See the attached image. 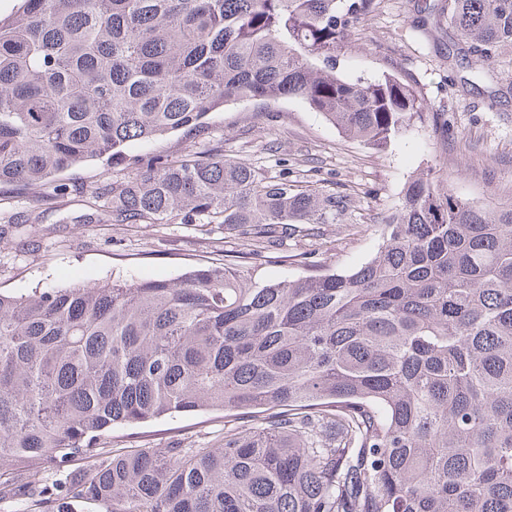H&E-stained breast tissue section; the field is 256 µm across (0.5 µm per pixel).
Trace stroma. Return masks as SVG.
I'll return each mask as SVG.
<instances>
[{
  "mask_svg": "<svg viewBox=\"0 0 512 512\" xmlns=\"http://www.w3.org/2000/svg\"><path fill=\"white\" fill-rule=\"evenodd\" d=\"M436 2L379 0L377 12L352 29V48L341 63L350 78L393 74L411 83L428 102L432 124L378 153L346 138L300 101L232 103L211 113L200 128L154 146L126 147L124 161H89L65 170L56 180L66 189L54 197L2 186L0 214L18 212L26 222L0 224V292L20 296L111 278L172 279L241 253L239 240L220 224L79 223L94 203L93 191L133 176L136 159L151 152L177 157L220 147L244 160H262L270 176L285 172L301 185L350 195L351 228L311 225L298 238L249 256L267 278L347 270L371 258L379 225L416 174H430L457 195L487 206L512 199V98L505 95L512 87V53L483 65H456L448 58L454 32L427 22ZM442 123L447 134H434L433 125ZM223 427L220 410L179 413L114 428L104 445L191 446Z\"/></svg>",
  "mask_w": 512,
  "mask_h": 512,
  "instance_id": "obj_1",
  "label": "stroma"
}]
</instances>
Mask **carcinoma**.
I'll use <instances>...</instances> for the list:
<instances>
[{
	"instance_id": "carcinoma-1",
	"label": "carcinoma",
	"mask_w": 512,
	"mask_h": 512,
	"mask_svg": "<svg viewBox=\"0 0 512 512\" xmlns=\"http://www.w3.org/2000/svg\"><path fill=\"white\" fill-rule=\"evenodd\" d=\"M377 6L25 0L0 18V186L53 185L230 102L296 99L383 151L429 106L395 75L339 70ZM442 13L458 56L512 50V0ZM95 198L85 224H222L246 246L353 208L222 150L148 156ZM214 409L254 419L196 448L101 446L117 426ZM0 466L38 512H512V200L416 176L348 272L268 279L229 259L0 293Z\"/></svg>"
}]
</instances>
